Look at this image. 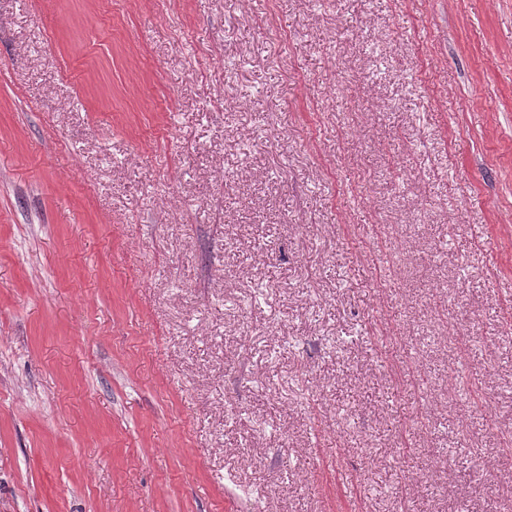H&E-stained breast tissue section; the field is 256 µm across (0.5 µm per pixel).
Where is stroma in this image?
<instances>
[{
	"label": "stroma",
	"instance_id": "obj_1",
	"mask_svg": "<svg viewBox=\"0 0 512 512\" xmlns=\"http://www.w3.org/2000/svg\"><path fill=\"white\" fill-rule=\"evenodd\" d=\"M507 336L512 0H0V512H512Z\"/></svg>",
	"mask_w": 512,
	"mask_h": 512
}]
</instances>
